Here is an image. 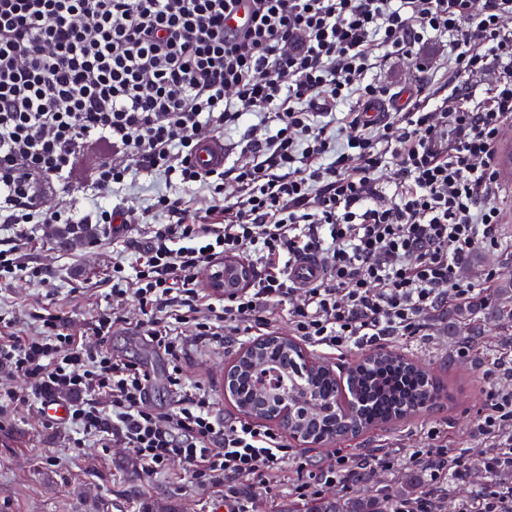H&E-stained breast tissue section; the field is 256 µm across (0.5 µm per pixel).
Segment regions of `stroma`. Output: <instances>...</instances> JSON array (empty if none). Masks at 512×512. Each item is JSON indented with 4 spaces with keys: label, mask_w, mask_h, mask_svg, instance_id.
Masks as SVG:
<instances>
[{
    "label": "stroma",
    "mask_w": 512,
    "mask_h": 512,
    "mask_svg": "<svg viewBox=\"0 0 512 512\" xmlns=\"http://www.w3.org/2000/svg\"><path fill=\"white\" fill-rule=\"evenodd\" d=\"M444 44V39H431L421 50L423 56L437 61L431 71H416L409 60L395 58L383 62L377 76L395 91L421 84L442 87L448 81V69L439 62ZM103 153L99 145H86L72 176L74 191L44 188L41 203L69 210L79 219L93 216L97 202L83 185L87 171ZM498 205L499 247L474 250L461 271L478 289L485 288L488 271H496L501 278L512 273V186H502ZM143 236L139 225L127 224L117 234L101 229L84 245L66 248L54 238L50 225H38L35 234L25 238L24 250L31 263L52 269L53 277L50 283L40 284L20 272L13 280L0 282V322L9 331L34 335L28 311L43 306L61 315L85 344L95 345L89 325L98 313L112 307L108 281L112 258L120 253L127 263H134ZM122 313L125 320L113 327L109 340L113 356L149 368L154 375L151 405L161 411L174 408L180 393L171 387L169 377L176 365L141 336L142 315L137 307L125 305ZM387 347L440 378L445 392L423 415L372 428L342 446L360 457L394 448L404 455L426 447L427 432L434 428L447 436L449 447L468 449L471 457H478L483 444L475 431L487 411L485 391L493 383L512 387V334L490 323L481 339L469 342L449 335L446 324L427 318L416 335L390 339ZM239 353L236 345L213 348L192 339L177 365L187 386L210 392L217 408L229 417L236 416L237 410L224 394V370ZM76 437L73 428L50 423L37 407L8 412L0 421V512H218L224 504L223 486L196 485L181 462H170L162 474L148 481L122 443L100 448L89 439L78 448ZM336 448L293 445L281 475L266 486L253 487L254 512H290L299 506L294 484L314 483L334 463ZM403 455L394 458L389 468L363 472L343 484L320 488L317 494L355 495L371 490L398 499L412 477L419 486L429 487L428 474L406 465Z\"/></svg>",
    "instance_id": "35a3bbf8"
}]
</instances>
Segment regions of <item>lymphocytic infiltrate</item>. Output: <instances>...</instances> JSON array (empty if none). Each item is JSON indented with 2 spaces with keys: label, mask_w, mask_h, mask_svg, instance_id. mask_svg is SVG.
<instances>
[{
  "label": "lymphocytic infiltrate",
  "mask_w": 512,
  "mask_h": 512,
  "mask_svg": "<svg viewBox=\"0 0 512 512\" xmlns=\"http://www.w3.org/2000/svg\"><path fill=\"white\" fill-rule=\"evenodd\" d=\"M236 0H0V224H68L41 186L67 191L82 149L109 145L95 196L162 176L138 212L98 207L99 224H137L147 245L134 274L112 263V299L134 302L143 335L179 362L188 325L216 346L266 335L286 306L296 336L328 354L415 335L423 316L474 292L459 275L478 247L499 244L497 141L512 123V0H250L246 31L228 32ZM446 35L451 90L417 88L405 111L369 119L389 95L370 73ZM502 70L479 104L461 91L490 63ZM356 106L337 115L339 104ZM240 131L245 163L202 171L198 145ZM394 167L392 201L380 173ZM319 256L323 278L296 289L290 268ZM236 261L247 282L222 298L201 267ZM31 337L0 338V370L21 376L14 408L57 398L86 437L122 442L154 478L179 460L202 487L224 488L227 512H250L243 480L266 484L289 458L284 437L224 420L210 393L184 389L160 412L148 375L108 346V310L86 346L59 314L31 310ZM479 458L439 430L406 462L431 482L512 470V389L489 388Z\"/></svg>",
  "instance_id": "obj_1"
}]
</instances>
